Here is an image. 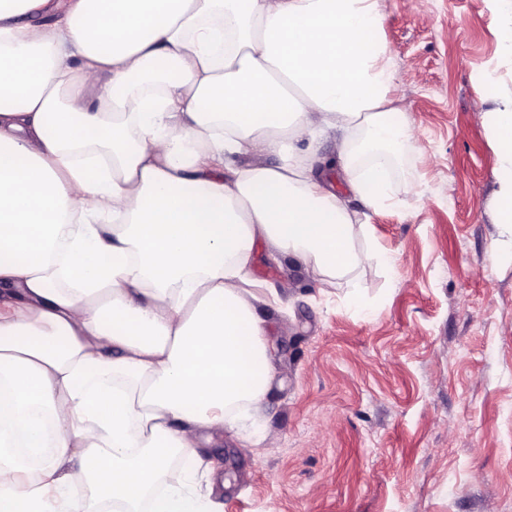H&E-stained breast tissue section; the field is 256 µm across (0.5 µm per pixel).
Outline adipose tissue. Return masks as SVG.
<instances>
[{
  "instance_id": "adipose-tissue-1",
  "label": "adipose tissue",
  "mask_w": 512,
  "mask_h": 512,
  "mask_svg": "<svg viewBox=\"0 0 512 512\" xmlns=\"http://www.w3.org/2000/svg\"><path fill=\"white\" fill-rule=\"evenodd\" d=\"M384 19L381 0H0V512H210L200 449L254 452L274 376L258 244L368 308L354 275L381 255L296 146L335 132L349 191L387 205L410 128ZM487 123L512 229V95Z\"/></svg>"
}]
</instances>
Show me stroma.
<instances>
[{
    "mask_svg": "<svg viewBox=\"0 0 512 512\" xmlns=\"http://www.w3.org/2000/svg\"><path fill=\"white\" fill-rule=\"evenodd\" d=\"M381 5L412 134L391 167L392 204L355 243L392 264L358 273L365 316L345 286L292 257L270 265L257 246L277 370L257 454L224 434L202 453L217 512H512V230L494 221L487 125L512 61L487 0ZM487 70L496 91L478 79ZM335 159L331 132L308 162L364 213Z\"/></svg>",
    "mask_w": 512,
    "mask_h": 512,
    "instance_id": "1",
    "label": "stroma"
}]
</instances>
